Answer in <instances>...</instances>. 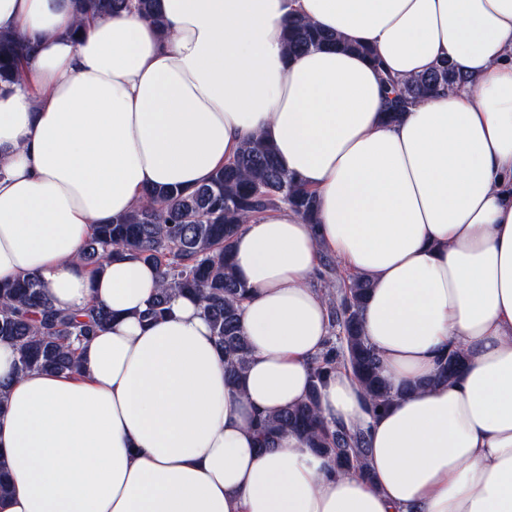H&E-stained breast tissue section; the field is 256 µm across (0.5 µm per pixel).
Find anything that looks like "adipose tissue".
Listing matches in <instances>:
<instances>
[{"label": "adipose tissue", "mask_w": 512, "mask_h": 512, "mask_svg": "<svg viewBox=\"0 0 512 512\" xmlns=\"http://www.w3.org/2000/svg\"><path fill=\"white\" fill-rule=\"evenodd\" d=\"M157 4L163 27L124 12L76 43L72 0H0V32L35 45L24 82L0 83V282L36 273L54 308L111 314L69 374L16 376L0 340V512H512V0ZM298 15L396 77L447 58L471 83L388 122L363 55L288 51ZM256 133L318 210L271 208L234 243L250 358L233 384L195 300L143 321L156 270L79 253L144 189H194ZM326 255L370 279L364 334L400 391L374 409L344 368L320 389L326 420L365 429L363 471L253 430L306 397ZM452 348L463 372L431 384Z\"/></svg>", "instance_id": "ef3b65f1"}]
</instances>
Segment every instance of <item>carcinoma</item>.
I'll return each instance as SVG.
<instances>
[{
	"mask_svg": "<svg viewBox=\"0 0 512 512\" xmlns=\"http://www.w3.org/2000/svg\"><path fill=\"white\" fill-rule=\"evenodd\" d=\"M73 6L81 20L121 12L158 20L155 0H73ZM286 36L288 48L293 51H358L382 67L372 49L349 44L301 16L291 20ZM33 52L27 38L0 32V81H20L23 63ZM383 79L389 90L385 112L391 121L399 120L410 106L435 93L471 83L444 60L412 78L398 80L385 72ZM279 205L291 208L310 222L315 220L316 195L281 166L269 139L253 134L206 183L191 191L175 187L149 189L135 209L109 224L97 225L82 247L81 260L95 267L108 248L118 247L154 265L161 285L145 317L166 315L176 295L195 299L224 356L225 375L235 383L249 360L241 327V311L249 288L235 274L232 243L249 217ZM370 288L368 279L358 278L345 286L339 297L328 293L332 338L313 358L309 393L302 402L256 422L260 449L274 447L278 436L289 430L304 435L310 447L330 458L338 469L363 468L366 433L324 420L319 415L318 397L327 375L340 365L352 370L376 407L388 406L398 395V390L381 375V360L363 334L360 310ZM110 320L111 314L104 308L93 309L85 316L54 309L35 273L22 281L0 283V339L16 347L20 376L34 370L58 374L75 371L77 344ZM464 367L463 353L451 350L441 357L436 379L453 380Z\"/></svg>",
	"mask_w": 512,
	"mask_h": 512,
	"instance_id": "1",
	"label": "carcinoma"
}]
</instances>
